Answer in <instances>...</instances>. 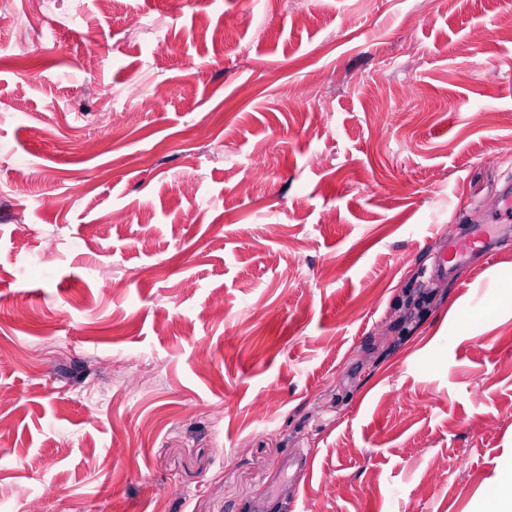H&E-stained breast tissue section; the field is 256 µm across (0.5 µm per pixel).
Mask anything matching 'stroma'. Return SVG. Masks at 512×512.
Wrapping results in <instances>:
<instances>
[{"label": "stroma", "mask_w": 512, "mask_h": 512, "mask_svg": "<svg viewBox=\"0 0 512 512\" xmlns=\"http://www.w3.org/2000/svg\"><path fill=\"white\" fill-rule=\"evenodd\" d=\"M508 184L512 0H0V512H486ZM477 244H480V246H477ZM489 246V241L483 229L475 230L471 237L464 239L448 235V241L435 252L433 258L434 276L437 280L448 276V255L452 257V260L466 261L470 259L474 251L480 248H488L486 249V254H488L491 251Z\"/></svg>", "instance_id": "35a3bbf8"}]
</instances>
